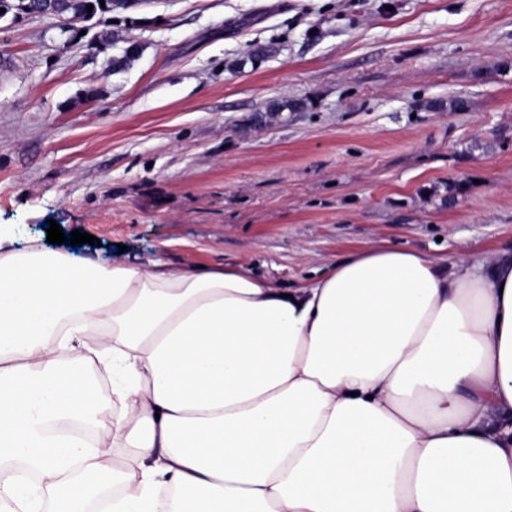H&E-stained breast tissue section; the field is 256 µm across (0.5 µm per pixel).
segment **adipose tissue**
I'll list each match as a JSON object with an SVG mask.
<instances>
[{
    "mask_svg": "<svg viewBox=\"0 0 512 512\" xmlns=\"http://www.w3.org/2000/svg\"><path fill=\"white\" fill-rule=\"evenodd\" d=\"M95 503L512 512V252L372 245L285 294L0 251V506Z\"/></svg>",
    "mask_w": 512,
    "mask_h": 512,
    "instance_id": "1",
    "label": "adipose tissue"
}]
</instances>
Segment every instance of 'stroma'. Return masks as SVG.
Masks as SVG:
<instances>
[{
  "mask_svg": "<svg viewBox=\"0 0 512 512\" xmlns=\"http://www.w3.org/2000/svg\"><path fill=\"white\" fill-rule=\"evenodd\" d=\"M0 18V244L280 288L512 250V0H133ZM140 56L112 68L129 43Z\"/></svg>",
  "mask_w": 512,
  "mask_h": 512,
  "instance_id": "1",
  "label": "stroma"
}]
</instances>
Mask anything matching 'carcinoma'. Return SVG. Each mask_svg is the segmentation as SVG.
Segmentation results:
<instances>
[{"label": "carcinoma", "mask_w": 512, "mask_h": 512, "mask_svg": "<svg viewBox=\"0 0 512 512\" xmlns=\"http://www.w3.org/2000/svg\"><path fill=\"white\" fill-rule=\"evenodd\" d=\"M119 0H56L50 4L47 0H0V18L9 13L14 15L32 14L52 7L62 17L81 18L95 20L99 27L97 39L99 42L108 44L112 41V12L117 8ZM93 9H88V6ZM140 46L130 45L124 55L112 61L113 69L116 71L128 68L139 56Z\"/></svg>", "instance_id": "obj_1"}]
</instances>
